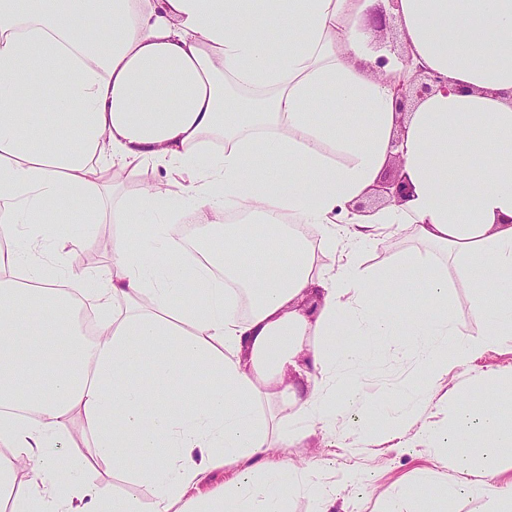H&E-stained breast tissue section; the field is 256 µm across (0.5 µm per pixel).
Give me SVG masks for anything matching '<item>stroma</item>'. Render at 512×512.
<instances>
[{
    "label": "stroma",
    "instance_id": "stroma-1",
    "mask_svg": "<svg viewBox=\"0 0 512 512\" xmlns=\"http://www.w3.org/2000/svg\"><path fill=\"white\" fill-rule=\"evenodd\" d=\"M427 372L426 366L417 364L415 358L404 351H387L361 368L359 378L366 390L373 392L381 388L394 389L409 380L425 384ZM490 391L505 400L512 398V349L491 348L448 377L449 407ZM462 457L469 459L477 469L486 466L490 459L482 442L476 441L471 447L449 450L448 461L443 464L420 448H385L354 440L349 437L343 421L328 433L312 438L309 444L272 451L276 461L291 464L310 459L318 461L330 475L347 469L365 471L364 485L346 491L348 497L362 499L365 512H380L384 502L395 496L402 484L427 473L432 474L433 479L426 493L432 507H439L442 491L455 474L452 463Z\"/></svg>",
    "mask_w": 512,
    "mask_h": 512
}]
</instances>
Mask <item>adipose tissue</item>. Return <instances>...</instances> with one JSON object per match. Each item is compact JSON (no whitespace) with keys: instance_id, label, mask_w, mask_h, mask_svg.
Instances as JSON below:
<instances>
[{"instance_id":"obj_1","label":"adipose tissue","mask_w":512,"mask_h":512,"mask_svg":"<svg viewBox=\"0 0 512 512\" xmlns=\"http://www.w3.org/2000/svg\"><path fill=\"white\" fill-rule=\"evenodd\" d=\"M389 9L407 57L442 78L403 110L388 81L401 60L377 72L369 45ZM47 103L61 124L45 121ZM395 158L409 197L359 209ZM148 169L162 179L110 197L111 175ZM66 207L86 222L60 233ZM240 212L252 222L227 223ZM107 217L112 260L92 278L62 249ZM186 217L221 229L223 253L187 259L173 234ZM2 226L0 495L12 512H141L70 452L77 412L94 454L154 487L152 512H288L297 496L336 512L357 471L334 481L269 452L341 420L383 444L412 432L428 452L478 438L511 448L499 397L461 403L442 428L428 412L454 369L512 345V0H0ZM401 234L408 248L363 264ZM251 260L266 263L255 279L241 274ZM412 271L415 310L384 290ZM452 288L476 293L486 330H458ZM72 298L98 311L99 340L79 334ZM391 347L428 366L427 385L380 393L370 430L352 369ZM141 366L150 386L130 379ZM131 448L145 464L130 472ZM23 462L34 477L19 493ZM455 472L444 503L483 495L512 512L500 469L462 459Z\"/></svg>"}]
</instances>
